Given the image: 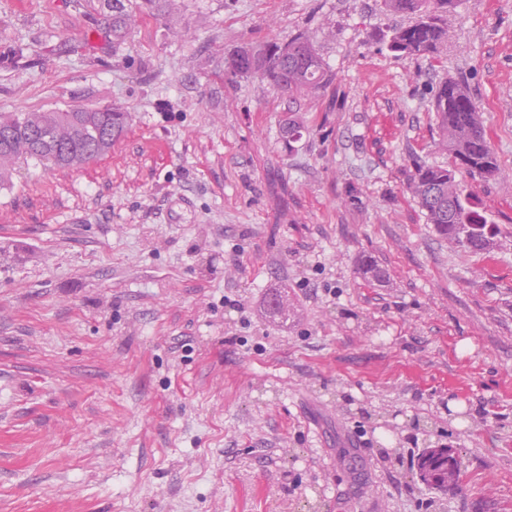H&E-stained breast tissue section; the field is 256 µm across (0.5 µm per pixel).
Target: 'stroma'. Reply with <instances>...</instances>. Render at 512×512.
<instances>
[{
	"instance_id": "35a3bbf8",
	"label": "stroma",
	"mask_w": 512,
	"mask_h": 512,
	"mask_svg": "<svg viewBox=\"0 0 512 512\" xmlns=\"http://www.w3.org/2000/svg\"><path fill=\"white\" fill-rule=\"evenodd\" d=\"M123 3L111 43L104 0H0V113L132 117L0 185V512H420L410 456L440 447L449 512H512V0H460L417 57L382 0H177L178 33ZM304 27L336 79L291 152L287 98L217 63ZM460 74L502 168L462 179L491 259L404 189L447 160L431 99ZM111 14L106 17L105 34L112 40L123 39L131 29V18L121 0H107Z\"/></svg>"
}]
</instances>
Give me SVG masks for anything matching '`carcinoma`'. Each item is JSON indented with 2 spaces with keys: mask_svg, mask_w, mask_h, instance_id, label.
Returning <instances> with one entry per match:
<instances>
[{
  "mask_svg": "<svg viewBox=\"0 0 512 512\" xmlns=\"http://www.w3.org/2000/svg\"><path fill=\"white\" fill-rule=\"evenodd\" d=\"M175 0H145L149 15L176 21ZM459 0H384L389 14L409 15L408 25L389 29L388 47L402 56L437 54L447 47V16ZM106 37L124 38L131 18L122 0H107ZM225 70L256 76L288 96V112L282 120V138L293 151L303 137L306 120L292 104L317 98L336 74L327 67L317 41L307 31L287 44L245 43L228 51L221 61ZM431 111L434 112L438 150L450 156L448 165L412 160L404 182L436 233L470 253L488 254L500 229L488 223L472 194L465 192L460 174L471 178L501 175L497 156L485 137L480 107L461 77L438 81ZM130 121L127 112L113 108L75 107L65 111L0 113V130L11 131L0 140V181L19 160H36L60 168H79L112 150Z\"/></svg>",
  "mask_w": 512,
  "mask_h": 512,
  "instance_id": "obj_1",
  "label": "carcinoma"
}]
</instances>
